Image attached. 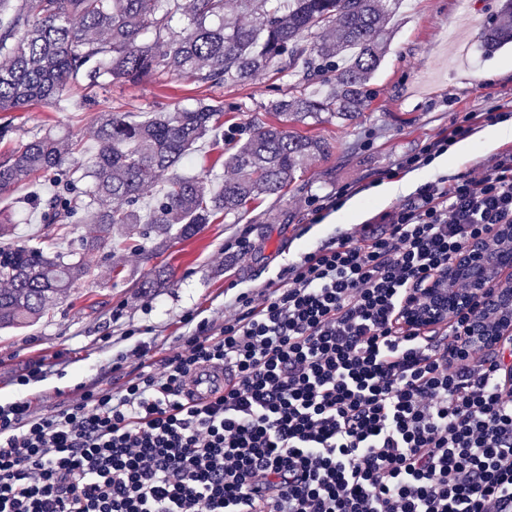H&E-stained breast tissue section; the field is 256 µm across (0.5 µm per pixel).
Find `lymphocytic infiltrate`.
<instances>
[{
  "mask_svg": "<svg viewBox=\"0 0 512 512\" xmlns=\"http://www.w3.org/2000/svg\"><path fill=\"white\" fill-rule=\"evenodd\" d=\"M495 118L466 114L401 168ZM498 224L512 153L305 254L221 329L199 321L162 373L46 417L18 394L0 405V512H512V341L476 351L465 319H400ZM205 366L227 379L194 404Z\"/></svg>",
  "mask_w": 512,
  "mask_h": 512,
  "instance_id": "f902f5d3",
  "label": "lymphocytic infiltrate"
}]
</instances>
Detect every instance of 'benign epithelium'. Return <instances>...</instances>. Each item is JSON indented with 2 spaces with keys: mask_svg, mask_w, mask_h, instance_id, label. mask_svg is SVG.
<instances>
[{
  "mask_svg": "<svg viewBox=\"0 0 512 512\" xmlns=\"http://www.w3.org/2000/svg\"><path fill=\"white\" fill-rule=\"evenodd\" d=\"M512 225L500 224L484 241L470 247L448 267V274L431 282L425 292L407 304L406 320L420 327L450 321L483 303L482 313L469 324L468 339L475 348L486 349L512 337V288L486 287V269L493 262L512 268V252L489 255L496 240H511Z\"/></svg>",
  "mask_w": 512,
  "mask_h": 512,
  "instance_id": "7a95c632",
  "label": "benign epithelium"
}]
</instances>
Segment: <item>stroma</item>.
<instances>
[{
  "label": "stroma",
  "instance_id": "stroma-1",
  "mask_svg": "<svg viewBox=\"0 0 512 512\" xmlns=\"http://www.w3.org/2000/svg\"><path fill=\"white\" fill-rule=\"evenodd\" d=\"M503 0H400L391 16L387 51L366 87V105L353 120L324 112L290 131L330 142L325 158L313 159L299 180L280 195L251 202L246 211L221 216L192 238L173 239L152 261L131 250L112 273L103 256L91 259L92 274L49 314L31 325L0 331V404L13 400L17 380L29 375L26 391L37 415H50L74 398L78 385L92 383L119 392L142 365L162 371L179 337L187 335V312L214 326L237 316V296L260 299L276 286L283 270L302 253L320 248L341 233L359 230L375 215L405 203L404 175L385 202L370 197L381 172L447 132L465 113L512 103V45L486 53L480 36L498 18ZM285 73L268 69L244 83L201 87L186 78L153 75L116 82L69 96L65 111L46 106L8 113L14 132L0 140V158L17 151L35 132L53 129L95 144L90 125L103 112H160L189 108L203 100L224 111L213 139L197 144L188 171L209 179L228 170L217 159L243 143L259 121L275 122L266 107L287 94ZM512 151V138L448 165L418 168L421 182L471 173L496 155ZM359 198L349 223L331 222L327 199L340 189ZM54 183L39 174L0 196V214L13 229L7 240L20 245L43 237L46 226L33 198H47ZM156 287H144L147 279ZM150 347L147 361L132 357L139 343Z\"/></svg>",
  "mask_w": 512,
  "mask_h": 512
}]
</instances>
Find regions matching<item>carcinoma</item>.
Here are the masks:
<instances>
[{
  "instance_id": "obj_1",
  "label": "carcinoma",
  "mask_w": 512,
  "mask_h": 512,
  "mask_svg": "<svg viewBox=\"0 0 512 512\" xmlns=\"http://www.w3.org/2000/svg\"><path fill=\"white\" fill-rule=\"evenodd\" d=\"M399 0H0V112L60 104L73 87H107L158 73L202 85L240 83L276 66L289 73L288 93L269 110L303 121L322 112L357 114L365 87L389 39L387 25ZM186 27L177 30L174 16ZM512 42V0L484 33V48ZM347 57L336 67L334 58ZM330 88L324 96L307 92ZM222 111L200 100L192 108L102 114L97 148L84 163L90 188L75 192L78 141L53 131L33 134L0 159V194L42 172L55 194L41 202L46 226L85 224L81 258L55 249L51 235L33 244L0 247V329L40 318L87 277V255L127 248L150 261L155 240L190 237L219 214H237L261 196L280 194L298 180L305 161L332 146L285 125L258 122L224 164L236 177L212 187L208 179L176 173L189 151L217 129ZM161 183L143 222L146 177ZM139 227L132 241L130 226Z\"/></svg>"
}]
</instances>
